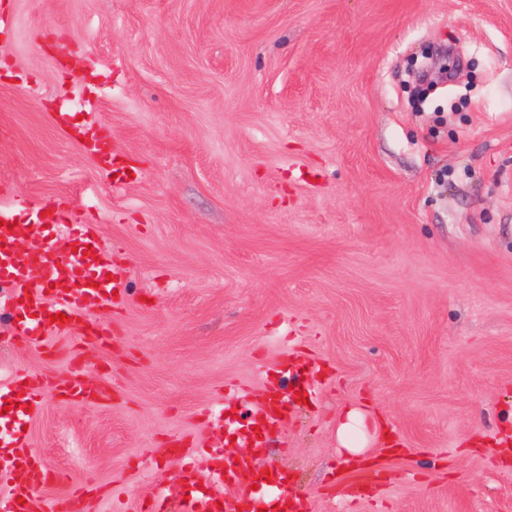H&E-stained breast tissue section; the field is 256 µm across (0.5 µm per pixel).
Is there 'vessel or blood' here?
Wrapping results in <instances>:
<instances>
[{
	"mask_svg": "<svg viewBox=\"0 0 512 512\" xmlns=\"http://www.w3.org/2000/svg\"><path fill=\"white\" fill-rule=\"evenodd\" d=\"M84 137L86 150L97 154L104 164H111L115 156L94 122L93 113H86L76 122ZM11 212L0 210V288L6 290L12 303L13 337L23 346H43L49 336H80L84 343L102 347L113 340L109 329L89 323L87 313L95 308H112L117 296L125 295L127 283L122 270L113 268L111 254L97 249V227L93 224H76L70 211L60 203L49 206L44 218L34 226L42 246L18 251L12 246L18 236ZM68 229L72 236L71 253L64 254L54 248L51 237L59 229ZM94 246V255H85V246ZM64 313V322H51L46 308ZM15 395L11 416H25L27 408L35 407L39 393L45 388L40 378L27 374L17 375L13 381ZM56 395L70 403L92 404L100 394L97 386L80 378H60L55 382ZM259 439H252L249 448L239 452L240 464L235 469H225L223 460L213 459L208 469L209 487L200 496L189 498L183 512H240L244 503L253 501L251 490H239L232 498H225L224 488L233 484L238 470L251 469L253 451L261 447ZM7 457L8 467L0 469V485L6 494L0 495V512H43L39 489L61 485L65 482L62 472L48 469L40 455L31 448L24 433H15L11 441L0 447V457ZM268 489L273 494L278 512H298L291 500L290 480L278 468L270 470Z\"/></svg>",
	"mask_w": 512,
	"mask_h": 512,
	"instance_id": "obj_1",
	"label": "vessel or blood"
}]
</instances>
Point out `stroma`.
<instances>
[{
	"instance_id": "35a3bbf8",
	"label": "stroma",
	"mask_w": 512,
	"mask_h": 512,
	"mask_svg": "<svg viewBox=\"0 0 512 512\" xmlns=\"http://www.w3.org/2000/svg\"><path fill=\"white\" fill-rule=\"evenodd\" d=\"M0 32V208L66 203L96 225L123 302L91 310L111 347L12 343L0 381L72 375L96 405L43 393L32 447L86 512L179 490L176 439L229 438L287 397L256 461L306 512H512V0H10ZM94 111L133 170L112 176L57 113ZM369 407L356 485L336 437Z\"/></svg>"
}]
</instances>
